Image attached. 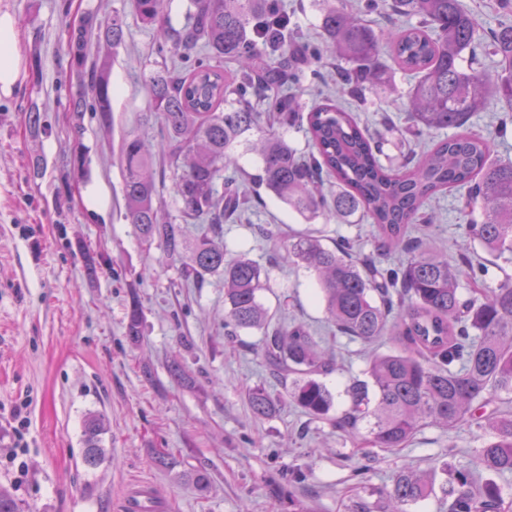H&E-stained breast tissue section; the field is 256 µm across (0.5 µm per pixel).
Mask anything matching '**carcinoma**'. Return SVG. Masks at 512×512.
Listing matches in <instances>:
<instances>
[{
	"instance_id": "carcinoma-1",
	"label": "carcinoma",
	"mask_w": 512,
	"mask_h": 512,
	"mask_svg": "<svg viewBox=\"0 0 512 512\" xmlns=\"http://www.w3.org/2000/svg\"><path fill=\"white\" fill-rule=\"evenodd\" d=\"M320 37L335 70L344 101L332 95L305 109L294 87L305 72L319 75L323 52L297 39V25L280 0H191L185 24H165L168 0H130L134 16L157 27L155 54L161 59L147 81L149 108L161 126L157 151L141 139L120 146L125 218L149 245L184 259L183 274L201 281L224 274L229 335L263 331L261 356L274 372L291 378L287 396L305 413L323 418L332 393L318 380L334 370V359L302 323H271L259 292L268 273L224 243V220L262 204L233 181L219 187L224 171L236 166L238 148L258 157L252 180L297 212L324 207L338 217L360 211L371 220L379 256L405 255L401 265L383 268L377 258L358 253L350 238L329 248L311 232L283 236L268 230L282 259L316 277L336 332L364 345L391 336L398 350L368 361L371 383L350 388V427L370 419V443L403 448L427 424L447 429L480 424L490 438L477 450L480 467L512 473V415L483 409L502 393H512V280L484 291L462 293L463 271L431 247H416L419 224L434 223L429 210L437 195L454 188L481 203L479 218L459 225L462 236L489 253L512 255V161L492 159L490 142L462 132L466 119L496 101L512 112V25L492 33L488 47L498 57L495 76L464 54L474 50L478 23L459 0H389L386 7L409 23L381 35L354 17L343 0H322ZM122 12L84 17L69 32L66 52L78 88L68 109L89 112L106 123L112 112L107 60L86 67L91 42L115 49L125 40ZM387 46L399 68L415 79L408 121L420 132L456 130L428 148L412 166L393 169L380 159L382 142L373 141L353 114L366 92L385 83L379 62ZM267 102L274 122L296 124L311 141L307 151L289 144L261 124L256 102ZM172 173L179 216L209 225L189 243L164 214V176ZM336 184L333 200L323 192ZM257 418L270 415L275 402L262 387L248 391ZM103 418L87 417L83 463L96 468L104 457L99 437ZM452 484L448 512H500L502 497L491 482H479L447 463ZM432 481L412 472L395 475L384 492L387 512L426 499Z\"/></svg>"
}]
</instances>
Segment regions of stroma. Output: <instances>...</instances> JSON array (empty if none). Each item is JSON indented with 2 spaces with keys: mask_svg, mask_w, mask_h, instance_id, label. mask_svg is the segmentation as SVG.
Instances as JSON below:
<instances>
[{
  "mask_svg": "<svg viewBox=\"0 0 512 512\" xmlns=\"http://www.w3.org/2000/svg\"><path fill=\"white\" fill-rule=\"evenodd\" d=\"M479 22L485 46L512 9L499 0H461ZM128 0H0L16 21L22 58L11 95H0V426L11 408L28 401L19 447L0 444V485L20 512H124L132 482H150L167 512H384V491L395 474L434 473V493L407 512H448L445 462L480 475L502 490L501 512H512V474L482 471L476 450L488 430L423 426L404 448L368 449L367 423L348 434L336 422L347 410L348 388L365 379L371 355L334 333L314 275L273 260L263 228L317 229L324 244L346 236L375 253L363 215L337 219L299 215L272 194L252 209L249 223H224L231 253L243 252L269 274L260 299L275 318L308 324L336 358L322 381L334 397L327 418L287 404L286 380L260 355L261 334L224 335V278L199 283L181 276L178 259L142 242L125 218L119 150L123 139L156 138L146 83L156 67V29L128 13ZM127 12L125 42L106 54L91 47L89 62L109 59L112 114L108 123L68 111L59 83L69 70L71 27L87 14ZM380 64L386 84L368 92L362 125L383 134L382 161L410 160L406 142L387 132L385 119L405 121L411 79L390 52ZM38 108L43 127L30 132ZM473 133L492 143V156L512 159V112L498 103L475 114ZM40 175H33V167ZM462 193L432 203L436 220L424 243L456 261L462 242ZM140 304L143 334H126L131 307ZM263 386L277 404L257 419L247 388ZM105 418L104 459L82 461L84 422ZM170 457L158 463L159 453ZM205 475L206 492L195 479Z\"/></svg>",
  "mask_w": 512,
  "mask_h": 512,
  "instance_id": "35a3bbf8",
  "label": "stroma"
}]
</instances>
